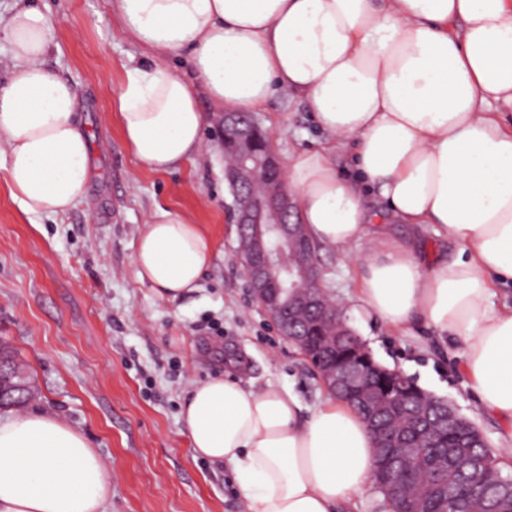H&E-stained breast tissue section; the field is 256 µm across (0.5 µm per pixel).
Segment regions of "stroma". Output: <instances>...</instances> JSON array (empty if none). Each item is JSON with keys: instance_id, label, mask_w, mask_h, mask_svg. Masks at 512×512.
<instances>
[{"instance_id": "1", "label": "stroma", "mask_w": 512, "mask_h": 512, "mask_svg": "<svg viewBox=\"0 0 512 512\" xmlns=\"http://www.w3.org/2000/svg\"><path fill=\"white\" fill-rule=\"evenodd\" d=\"M48 15L46 64L83 92L78 120L91 135L93 175L84 201L64 215L29 214L0 170V345L24 363L35 386L27 409L50 410L79 428L112 473L110 512H248L229 467L195 456L182 408L192 389L230 375L243 387L290 389L302 415L325 389L304 354L280 336L255 302L235 256L219 140L222 110L203 102V154L157 174L127 150L112 102L127 68L149 52L123 35L111 0H36ZM258 121L280 156L321 138L311 112L276 94ZM177 211L214 240L213 262L183 299L160 298L137 280V241L158 209ZM396 238L419 241L433 258L459 245L434 228L390 222ZM322 249L324 288L385 366L448 400L495 446L502 425L467 385L456 343L424 327L392 335L355 298L353 257Z\"/></svg>"}]
</instances>
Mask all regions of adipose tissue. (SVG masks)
<instances>
[{
    "label": "adipose tissue",
    "instance_id": "1",
    "mask_svg": "<svg viewBox=\"0 0 512 512\" xmlns=\"http://www.w3.org/2000/svg\"><path fill=\"white\" fill-rule=\"evenodd\" d=\"M121 30L154 55L128 69L116 98L124 143L164 174L199 156L206 115L264 109L299 96L325 138L289 153L285 178L312 243L358 256L356 298L398 335L422 325L461 344L482 408L503 425L492 456L512 458V0H113ZM49 18L0 17L11 67L0 83V169L25 212L83 202L90 137L80 91L44 64ZM181 54L188 74L164 65ZM350 149L359 179L339 177ZM461 247L431 260L377 223L369 198ZM214 244L186 216L149 217L134 255L138 281L166 300L197 289ZM292 391L215 377L182 412L197 456L230 466L249 512H339L374 483L375 441L347 403L324 398L309 418ZM112 474L57 414L0 418V512H108Z\"/></svg>",
    "mask_w": 512,
    "mask_h": 512
}]
</instances>
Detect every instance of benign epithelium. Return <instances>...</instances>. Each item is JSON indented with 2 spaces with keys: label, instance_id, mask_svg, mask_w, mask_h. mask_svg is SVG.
<instances>
[{
  "label": "benign epithelium",
  "instance_id": "7a95c632",
  "mask_svg": "<svg viewBox=\"0 0 512 512\" xmlns=\"http://www.w3.org/2000/svg\"><path fill=\"white\" fill-rule=\"evenodd\" d=\"M224 145L236 147V161L224 168V181L232 191L233 201L229 205L232 223L236 224L238 248L236 252L242 264L252 296L273 320L280 335L297 343L304 341V332L299 328L297 315L303 312L319 313L318 323L326 327L337 321L340 311H328L323 306L327 290L321 283L318 266L303 259L288 266L284 256L294 248H303L298 240V225L290 221L295 213L294 195L288 189L284 176V161L269 148L258 151L252 143V131L258 123L244 114L224 112ZM264 175L272 187L261 197L252 193L251 187L258 175ZM377 370L389 380L400 378L397 370H388L375 365L367 346L359 342L350 358L342 365L323 372L321 382L333 394L361 395L370 387V370ZM13 371L4 355H0V409L14 405L15 394L22 385L15 382ZM417 418L434 415L454 427L462 434L460 448H485L487 444L479 428L462 417L453 405L433 396H421L412 409ZM392 466L407 467L417 449L392 438L387 447L378 449Z\"/></svg>",
  "mask_w": 512,
  "mask_h": 512
}]
</instances>
